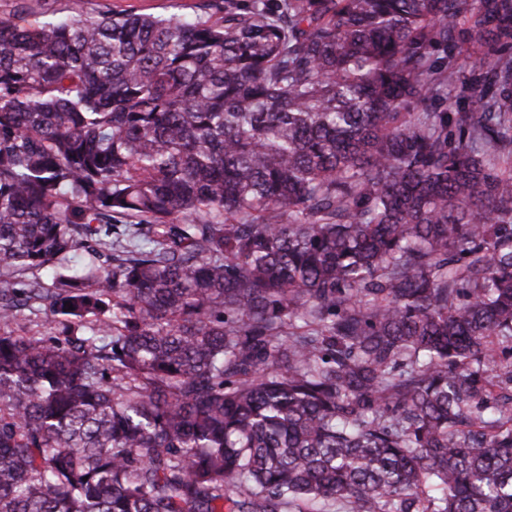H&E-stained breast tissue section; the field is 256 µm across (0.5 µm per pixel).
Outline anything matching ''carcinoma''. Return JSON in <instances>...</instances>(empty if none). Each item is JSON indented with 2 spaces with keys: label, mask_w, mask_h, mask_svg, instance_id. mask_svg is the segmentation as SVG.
Here are the masks:
<instances>
[{
  "label": "carcinoma",
  "mask_w": 512,
  "mask_h": 512,
  "mask_svg": "<svg viewBox=\"0 0 512 512\" xmlns=\"http://www.w3.org/2000/svg\"><path fill=\"white\" fill-rule=\"evenodd\" d=\"M0 512H512V0L0 18Z\"/></svg>",
  "instance_id": "cac0c4a2"
}]
</instances>
